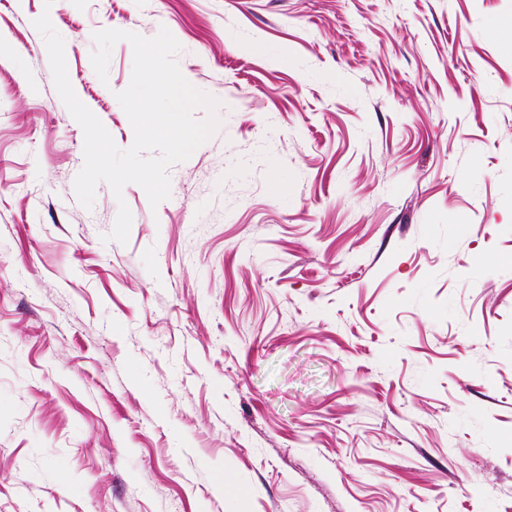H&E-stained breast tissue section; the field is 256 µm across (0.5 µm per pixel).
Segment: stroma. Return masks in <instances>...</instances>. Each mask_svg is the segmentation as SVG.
Returning <instances> with one entry per match:
<instances>
[{"label": "stroma", "mask_w": 512, "mask_h": 512, "mask_svg": "<svg viewBox=\"0 0 512 512\" xmlns=\"http://www.w3.org/2000/svg\"><path fill=\"white\" fill-rule=\"evenodd\" d=\"M94 32L221 126L151 207L74 180ZM512 0H0V512H512ZM127 243L103 242L119 202Z\"/></svg>", "instance_id": "stroma-1"}]
</instances>
